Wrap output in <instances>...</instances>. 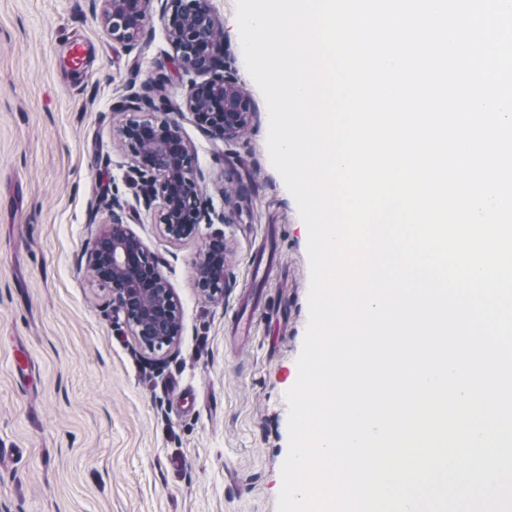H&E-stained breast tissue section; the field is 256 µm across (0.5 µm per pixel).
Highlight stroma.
I'll return each mask as SVG.
<instances>
[{
	"instance_id": "obj_1",
	"label": "stroma",
	"mask_w": 512,
	"mask_h": 512,
	"mask_svg": "<svg viewBox=\"0 0 512 512\" xmlns=\"http://www.w3.org/2000/svg\"><path fill=\"white\" fill-rule=\"evenodd\" d=\"M224 58L254 115L213 138L183 100V70L151 0L143 33L113 41L91 0H0V512H277L288 453L284 395L309 317L308 230L267 148L266 101L244 60L235 0H210ZM84 44L81 66L68 63ZM161 81L191 146L209 215L179 241L145 207L117 129L126 96ZM120 203L179 304L175 344L141 349L88 264ZM223 238L231 275L214 299L195 276ZM277 266L250 283L260 249ZM267 312L249 337L246 298ZM21 350L33 365L13 371Z\"/></svg>"
}]
</instances>
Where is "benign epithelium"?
I'll list each match as a JSON object with an SVG mask.
<instances>
[{"label": "benign epithelium", "instance_id": "1", "mask_svg": "<svg viewBox=\"0 0 512 512\" xmlns=\"http://www.w3.org/2000/svg\"><path fill=\"white\" fill-rule=\"evenodd\" d=\"M104 23L112 39L128 45L136 41L151 0H103ZM186 10L175 4L163 12L161 21L182 68L210 75L191 87L185 108L193 113L200 129L211 137L228 140L253 115L250 99L226 76L224 45L213 37L218 27L209 0H191ZM155 107L154 99L134 93L119 105L122 110ZM119 136L139 174L147 203L159 201L157 223L163 233L178 240L190 225L205 217L199 196L198 177L193 174L189 143L178 120L164 112L122 126ZM97 278L112 287V302L123 311L141 345L153 349L172 344L181 332L174 293L162 275L157 257L142 239L112 213L89 253ZM216 270L227 271L224 251L214 244L196 262L198 284L203 286Z\"/></svg>", "mask_w": 512, "mask_h": 512}]
</instances>
